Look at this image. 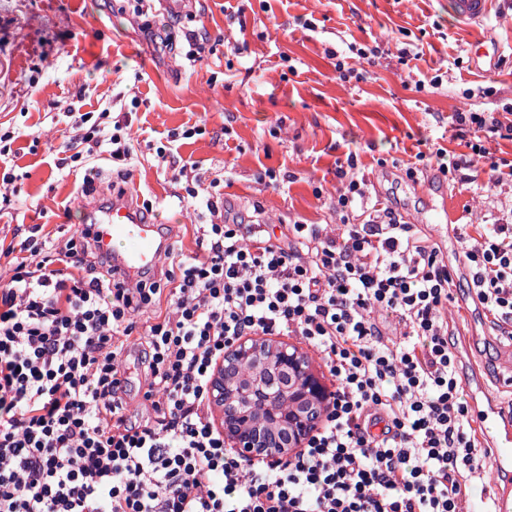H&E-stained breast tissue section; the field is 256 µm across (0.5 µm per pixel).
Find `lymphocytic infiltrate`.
Returning a JSON list of instances; mask_svg holds the SVG:
<instances>
[{"label":"lymphocytic infiltrate","mask_w":512,"mask_h":512,"mask_svg":"<svg viewBox=\"0 0 512 512\" xmlns=\"http://www.w3.org/2000/svg\"><path fill=\"white\" fill-rule=\"evenodd\" d=\"M64 115L59 168L131 162V122L113 104ZM453 124L461 140L512 138L494 112ZM357 168L353 153L336 168L333 229L223 219L208 196L193 254L135 284L88 237L20 240L0 284V512H461L487 461L448 343L452 272L423 229L368 205ZM459 241L475 295L512 338V224ZM250 335L301 337L336 382L322 427L279 462L226 448L211 411L225 346ZM133 343L138 420L122 396Z\"/></svg>","instance_id":"obj_1"}]
</instances>
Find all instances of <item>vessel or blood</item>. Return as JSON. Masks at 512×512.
Listing matches in <instances>:
<instances>
[{
  "mask_svg": "<svg viewBox=\"0 0 512 512\" xmlns=\"http://www.w3.org/2000/svg\"><path fill=\"white\" fill-rule=\"evenodd\" d=\"M493 0H454L457 18L469 26L483 23ZM80 233L89 234L98 250L109 256L113 267L131 282L158 273L174 243L173 227L141 216L131 194L113 196L106 205L86 207ZM136 241L133 249L125 241ZM473 418L483 446L493 448L491 481L497 512H512V412L484 396L470 400Z\"/></svg>",
  "mask_w": 512,
  "mask_h": 512,
  "instance_id": "1",
  "label": "vessel or blood"
}]
</instances>
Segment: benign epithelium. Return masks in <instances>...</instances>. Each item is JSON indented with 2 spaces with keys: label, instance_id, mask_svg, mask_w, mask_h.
I'll return each instance as SVG.
<instances>
[{
  "label": "benign epithelium",
  "instance_id": "7a95c632",
  "mask_svg": "<svg viewBox=\"0 0 512 512\" xmlns=\"http://www.w3.org/2000/svg\"><path fill=\"white\" fill-rule=\"evenodd\" d=\"M245 361L259 367L273 364L275 373L267 382L243 383L238 372ZM285 393L295 400L288 413L276 406ZM331 395L298 347L266 336H242L224 349L210 383L225 446L249 460L275 461L304 447L322 422ZM256 406L281 421V433L250 421Z\"/></svg>",
  "mask_w": 512,
  "mask_h": 512
}]
</instances>
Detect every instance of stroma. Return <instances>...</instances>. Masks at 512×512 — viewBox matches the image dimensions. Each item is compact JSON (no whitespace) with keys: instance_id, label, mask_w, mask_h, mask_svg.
<instances>
[{"instance_id":"1","label":"stroma","mask_w":512,"mask_h":512,"mask_svg":"<svg viewBox=\"0 0 512 512\" xmlns=\"http://www.w3.org/2000/svg\"><path fill=\"white\" fill-rule=\"evenodd\" d=\"M453 0H191L173 13L160 0L138 18L105 0H0V132L12 133L0 173L16 177V194L0 208V276L15 261L7 248L17 227L70 236L98 204L132 189L139 206L175 227L184 254L195 249L206 210L183 197L185 181L157 166L156 150L196 164L203 184L217 182L226 216L249 221L254 204L270 224H338L336 161L358 153L370 198L422 224L450 203L458 225L512 217V179L492 183L488 169L469 181L442 174L421 152L467 153L451 124L454 112L512 109V10L495 0L481 29L460 24ZM225 32L214 55L189 66L186 31ZM382 42L370 65L349 45ZM347 59L356 80L336 74ZM442 83L432 86L434 76ZM423 88H416V81ZM121 96L132 115L137 162L105 159L58 172L70 136L67 106L96 110ZM201 127L185 139L183 130ZM179 140H172V133ZM449 340L474 325L468 357L482 363L486 388L500 387L496 357L512 340L488 334L491 317L473 302L467 277L455 276ZM458 371L466 373L467 359Z\"/></svg>"}]
</instances>
